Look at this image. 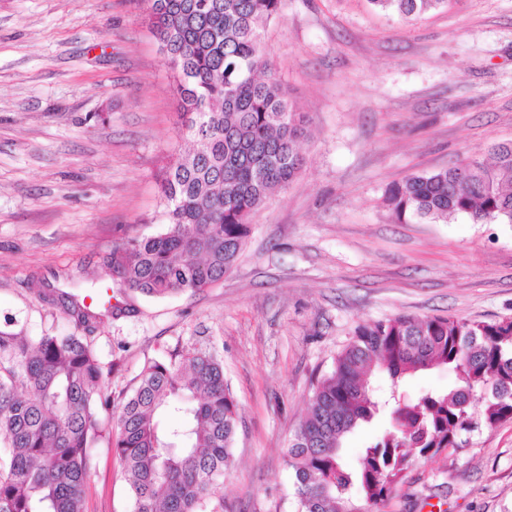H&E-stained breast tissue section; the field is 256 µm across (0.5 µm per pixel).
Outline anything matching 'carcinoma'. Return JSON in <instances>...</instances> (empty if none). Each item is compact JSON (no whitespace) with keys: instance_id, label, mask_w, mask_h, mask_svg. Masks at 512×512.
Returning a JSON list of instances; mask_svg holds the SVG:
<instances>
[{"instance_id":"obj_1","label":"carcinoma","mask_w":512,"mask_h":512,"mask_svg":"<svg viewBox=\"0 0 512 512\" xmlns=\"http://www.w3.org/2000/svg\"><path fill=\"white\" fill-rule=\"evenodd\" d=\"M150 33L174 74L183 139L161 184L166 231L115 244L104 258L118 284L151 297L196 292L224 280L249 236L251 216L304 166L307 137L276 78L264 25L282 0H150ZM400 19L447 0H370ZM394 183L384 202L400 219L512 224V143ZM64 313L86 332L26 336L0 326V512H85L92 451L102 439L117 455L131 512H201L219 488L239 404L210 350L153 361L120 408L105 386L88 335L98 316L67 292ZM438 367L455 373L446 392L390 399L392 429L345 469L342 439L380 411L373 372L391 389ZM112 415L115 435L102 415ZM512 420V319L472 321L398 316L363 323L317 381L291 437L296 512H375L416 456L465 447L464 433Z\"/></svg>"}]
</instances>
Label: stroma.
Segmentation results:
<instances>
[{"label":"stroma","mask_w":512,"mask_h":512,"mask_svg":"<svg viewBox=\"0 0 512 512\" xmlns=\"http://www.w3.org/2000/svg\"><path fill=\"white\" fill-rule=\"evenodd\" d=\"M149 0H0V322L76 326L47 287L108 293L92 346L114 401L143 368L212 348L240 405L207 512H296L288 441L312 385L364 322L512 318V224L398 219L386 190L512 141V0L407 20L369 0H283L266 51L308 120L305 165L251 218L224 280L155 299L116 286L115 242L164 232L160 182L185 147ZM417 460L379 512H512V420ZM86 512H130L95 450Z\"/></svg>","instance_id":"stroma-1"}]
</instances>
